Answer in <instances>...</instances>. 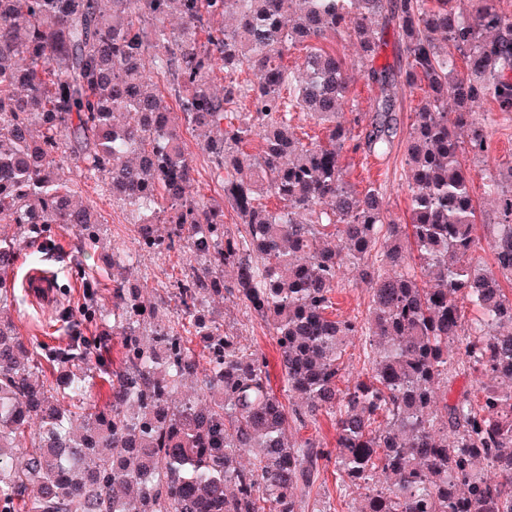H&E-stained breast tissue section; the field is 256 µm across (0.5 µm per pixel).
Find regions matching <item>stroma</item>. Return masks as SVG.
Returning <instances> with one entry per match:
<instances>
[{
  "instance_id": "obj_1",
  "label": "stroma",
  "mask_w": 512,
  "mask_h": 512,
  "mask_svg": "<svg viewBox=\"0 0 512 512\" xmlns=\"http://www.w3.org/2000/svg\"><path fill=\"white\" fill-rule=\"evenodd\" d=\"M332 46L338 54L354 64L346 97L348 105L354 106L359 112H371L376 90L368 84L358 66L361 52L355 38L336 39ZM422 96L420 89H401L397 112L399 130L386 153L373 155L363 151H346L340 158L347 179L356 191H363L371 183L381 185L384 211L403 220L408 217L409 200L401 174L405 165L408 131ZM476 110L486 120L488 149L481 156L466 160L467 172L473 183L475 222L480 239L474 258L490 268L494 261L492 236L487 226L494 223L495 212L491 198L484 193V184L488 177L505 172L507 167L512 166V114L494 112L492 103L488 101L479 103ZM62 177L77 183L81 201L98 213L102 221L101 244L83 252L78 251L74 231L65 226L56 228L57 246L46 253L44 262L45 267L57 274V292L61 303L53 313L48 314L34 307L22 286L23 277L32 266L30 249L21 250L14 269L4 277L6 285L12 286L17 298L16 304L6 309L4 316L14 323L25 345L44 358L43 368L52 385L56 384L58 373L49 363V355L66 345L74 331H82L88 338L98 335L104 326V318L112 314V267L103 258L107 247L118 241L133 249L138 239L135 218L128 207L113 198L102 178L84 176L71 167L64 168ZM191 264L189 252L183 250L143 252L128 282L140 286L145 300L158 306L175 323L181 320L182 313L174 296V285L185 278ZM88 276L95 278L98 283L104 314L103 319L96 321L86 319L82 313L83 283ZM196 315L206 322L232 325L242 342L251 344L263 354L273 390L283 393L285 383L279 348L264 321L244 315L234 299L221 297L199 306Z\"/></svg>"
}]
</instances>
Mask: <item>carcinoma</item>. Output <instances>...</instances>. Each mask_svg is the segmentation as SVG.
I'll return each mask as SVG.
<instances>
[{
	"label": "carcinoma",
	"instance_id": "1",
	"mask_svg": "<svg viewBox=\"0 0 512 512\" xmlns=\"http://www.w3.org/2000/svg\"><path fill=\"white\" fill-rule=\"evenodd\" d=\"M451 2L0 0V223L18 231L0 236V272L13 266L17 240L45 246L58 224L82 246L100 243L97 213L75 200L60 170L100 174L140 220L139 250L219 246L194 255L177 282L183 316L224 294L264 320L289 401L238 335L189 322L204 340L197 359L123 277H112V330L78 336L52 359L103 375L107 400L87 411L71 410L92 398L85 379L47 385L42 364L0 318V512H305L330 464L359 496L354 512H512V296L502 287L512 281V178L484 184L499 217L497 272H487L473 261L479 239L464 159L488 148L477 102L512 114V15L497 0H470L466 13ZM173 15L177 29L166 25ZM389 15L405 66L370 67L372 114L347 119L349 63L319 43L349 34L371 60ZM290 45L307 51L302 78L283 64ZM244 68L253 79L241 83ZM161 76L173 82L178 119ZM401 85L424 87L407 137L406 222L382 211L379 188L350 190L340 163L345 151L391 144ZM297 110L325 125V141L295 136ZM183 125L222 196L186 195L196 168ZM255 138L261 150L251 154L244 146ZM270 195L279 210L262 203ZM226 202L239 218L234 232ZM134 258L112 244V271ZM346 268L370 287L361 316L329 312ZM467 304L480 312L472 324ZM112 335L123 349L116 367L104 358ZM356 336L367 376L342 388L344 347ZM201 371L199 392L178 397ZM460 372L477 377L476 390L440 398L439 386ZM322 416L336 430L334 447L292 434Z\"/></svg>",
	"mask_w": 512,
	"mask_h": 512
}]
</instances>
